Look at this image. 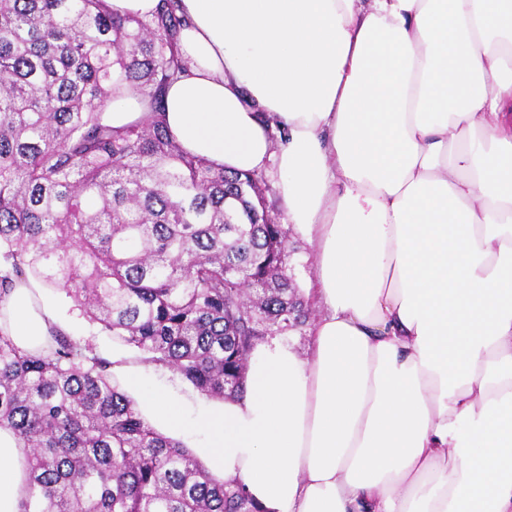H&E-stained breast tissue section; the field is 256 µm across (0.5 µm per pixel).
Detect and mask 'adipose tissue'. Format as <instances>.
<instances>
[{"instance_id": "obj_1", "label": "adipose tissue", "mask_w": 512, "mask_h": 512, "mask_svg": "<svg viewBox=\"0 0 512 512\" xmlns=\"http://www.w3.org/2000/svg\"><path fill=\"white\" fill-rule=\"evenodd\" d=\"M165 119L233 172L276 165L309 244L306 354L258 344L246 393L142 412L263 512H512V0H178ZM36 282L0 310L29 350ZM30 449L0 429V512Z\"/></svg>"}]
</instances>
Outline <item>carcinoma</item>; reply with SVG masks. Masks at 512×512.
I'll return each mask as SVG.
<instances>
[{"label":"carcinoma","instance_id":"cac0c4a2","mask_svg":"<svg viewBox=\"0 0 512 512\" xmlns=\"http://www.w3.org/2000/svg\"><path fill=\"white\" fill-rule=\"evenodd\" d=\"M160 2L143 20L105 0H0V303L33 274L222 401L310 303L261 179L184 153L165 125L183 61ZM126 88L147 113L114 128L104 111ZM111 366L60 330L24 350L0 326V428L31 449L21 512H259L157 431Z\"/></svg>","mask_w":512,"mask_h":512}]
</instances>
